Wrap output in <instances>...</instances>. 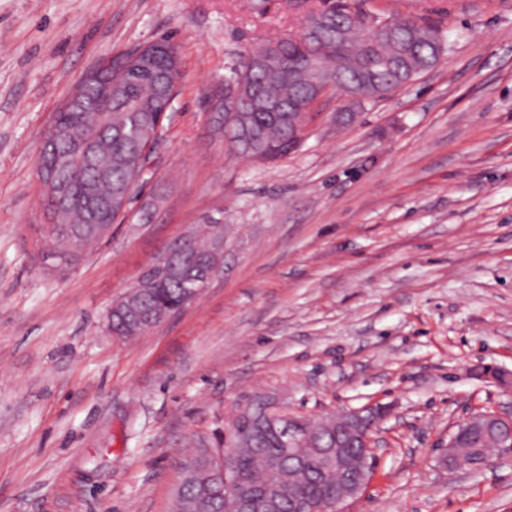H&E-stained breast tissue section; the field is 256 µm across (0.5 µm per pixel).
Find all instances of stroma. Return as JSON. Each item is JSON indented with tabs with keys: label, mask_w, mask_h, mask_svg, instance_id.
Masks as SVG:
<instances>
[{
	"label": "stroma",
	"mask_w": 512,
	"mask_h": 512,
	"mask_svg": "<svg viewBox=\"0 0 512 512\" xmlns=\"http://www.w3.org/2000/svg\"><path fill=\"white\" fill-rule=\"evenodd\" d=\"M0 0V512H173L180 463L262 394L315 416L388 406L343 512H512V457L441 463L456 421L512 411V0H360L438 27L431 70L276 163L211 136L203 95L300 30L285 0ZM167 37L182 75L147 182L75 270L41 263L44 133L103 58ZM199 224L221 269L133 339L107 313Z\"/></svg>",
	"instance_id": "35a3bbf8"
}]
</instances>
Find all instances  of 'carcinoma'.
<instances>
[{"label": "carcinoma", "instance_id": "1", "mask_svg": "<svg viewBox=\"0 0 512 512\" xmlns=\"http://www.w3.org/2000/svg\"><path fill=\"white\" fill-rule=\"evenodd\" d=\"M310 21L317 35L307 41L287 44L282 51L263 66L252 64V58L262 57L267 48L258 47L245 52L230 79L241 78L248 86L260 91L269 102L288 113L294 105L305 106L313 101V78L307 70V59L316 55L327 60L321 74L336 76V89L354 81L359 75H368L366 83L358 88L362 101L369 103L385 98L396 88L407 84L425 68L434 67L441 56L450 49L442 32L430 25L410 18H395L370 14L359 8L358 0H315L309 10ZM158 68L173 70L179 61V50L169 38L156 44ZM113 87L112 114L98 117L93 102L98 97V84L90 81L84 88L85 111L58 112L53 122L69 129L65 138L48 129L43 144L51 145L57 154L66 155L77 149L90 148L94 166L75 173L62 167L55 171L56 182L66 191L69 202L55 213L52 224L55 243L72 261L55 268L58 273L76 267L95 242L81 237L74 231L89 229L88 214L82 203L84 185H94L97 196L107 200L118 190L132 197L141 176V156L130 152L143 120L150 116L140 111L150 105L157 94V87L150 79L130 82L118 73H110ZM236 119L228 121L226 115L217 116L214 125L224 133L227 148L237 151L235 138L239 129L246 128L252 140V150L247 158L259 162H275L297 149L292 135L299 121L293 114L278 118L243 97L236 108ZM110 172L107 178L97 176L96 169ZM213 233L197 238L196 249L200 259L207 264L213 260L210 253ZM182 276L170 278L163 288L152 286V278L145 277V288L131 296L135 312L115 310L113 327L117 336H139L155 327L154 313L159 308L177 312L185 301ZM243 433L239 450V467L244 477L262 476L268 462L282 456L273 437L249 432V423H239ZM311 466L309 470L293 473V482L302 488L312 505L328 504L336 494L335 480L322 474L317 461L318 449L307 445L296 448ZM209 469L198 465L193 478L187 480L176 498L175 512H238L237 500L221 493H207Z\"/></svg>", "mask_w": 512, "mask_h": 512}]
</instances>
